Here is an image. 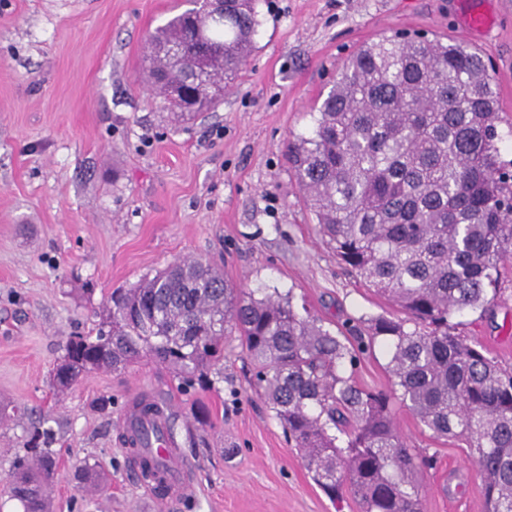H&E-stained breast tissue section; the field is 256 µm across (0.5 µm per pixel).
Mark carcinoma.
<instances>
[{"label":"carcinoma","instance_id":"cac0c4a2","mask_svg":"<svg viewBox=\"0 0 512 512\" xmlns=\"http://www.w3.org/2000/svg\"><path fill=\"white\" fill-rule=\"evenodd\" d=\"M256 0H224V19L189 11L152 38L165 63L147 61L166 108L193 116L174 87L215 106L200 40L224 51L233 79L254 50ZM499 96L483 57L458 42L394 35L345 61L317 107L309 135L288 149L319 232L350 272L397 309L368 320L352 342L299 314L291 297L230 284L211 263L183 260L103 303L94 336H72L53 374L69 387L93 370L147 358L184 388L220 373L224 339L236 336L256 385L314 482L331 498L349 492L362 512H423L421 480L434 456L407 448L395 403L437 438L465 445L486 512H512V368L455 333L452 319L497 303L512 260V160L498 146ZM381 343L391 391L357 385L348 369L361 346ZM47 420L27 428L25 455L8 487L24 512H48L56 473ZM143 475L164 489L161 464Z\"/></svg>","mask_w":512,"mask_h":512}]
</instances>
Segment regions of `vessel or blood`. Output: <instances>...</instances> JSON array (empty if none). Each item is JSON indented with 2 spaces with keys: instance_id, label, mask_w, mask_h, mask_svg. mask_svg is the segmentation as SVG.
<instances>
[{
  "instance_id": "obj_1",
  "label": "vessel or blood",
  "mask_w": 512,
  "mask_h": 512,
  "mask_svg": "<svg viewBox=\"0 0 512 512\" xmlns=\"http://www.w3.org/2000/svg\"><path fill=\"white\" fill-rule=\"evenodd\" d=\"M122 424L129 431L138 432L140 438L146 439L149 451L165 466L169 486L168 501L182 499L188 490L184 470L179 454L169 438L162 419H142L134 409H126L121 417Z\"/></svg>"
}]
</instances>
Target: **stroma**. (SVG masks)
Masks as SVG:
<instances>
[{
    "instance_id": "stroma-1",
    "label": "stroma",
    "mask_w": 512,
    "mask_h": 512,
    "mask_svg": "<svg viewBox=\"0 0 512 512\" xmlns=\"http://www.w3.org/2000/svg\"><path fill=\"white\" fill-rule=\"evenodd\" d=\"M175 0H0V403L50 415L59 457L51 512H158L120 439L138 396L167 409L190 483L170 512H361L313 482L258 395L237 337L212 387L177 389L164 366L99 370L57 392L51 373L70 336L94 331L113 289L186 258L237 286L291 294L296 307L346 330L395 307L344 270L288 167L311 110L361 45L398 32L453 39L491 64L502 157L512 160V0H259L255 50L218 105L177 119L142 81L147 41ZM487 30L466 31V5ZM512 366V264L493 314L460 317ZM410 448L437 454L424 512H485L466 450L434 438L405 407ZM22 425H0V512ZM105 476L80 480L83 464Z\"/></svg>"
}]
</instances>
